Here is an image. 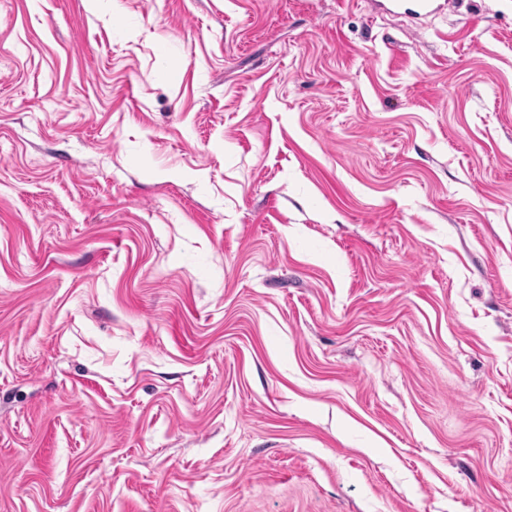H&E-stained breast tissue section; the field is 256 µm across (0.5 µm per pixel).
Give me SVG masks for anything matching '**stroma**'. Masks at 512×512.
Returning <instances> with one entry per match:
<instances>
[{"mask_svg": "<svg viewBox=\"0 0 512 512\" xmlns=\"http://www.w3.org/2000/svg\"><path fill=\"white\" fill-rule=\"evenodd\" d=\"M0 512H512V0H0Z\"/></svg>", "mask_w": 512, "mask_h": 512, "instance_id": "35a3bbf8", "label": "stroma"}]
</instances>
